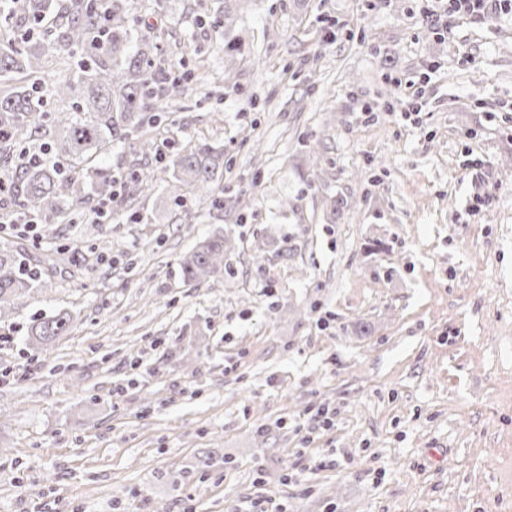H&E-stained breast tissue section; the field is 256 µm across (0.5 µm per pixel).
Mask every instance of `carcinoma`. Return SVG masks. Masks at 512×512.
Segmentation results:
<instances>
[{
  "label": "carcinoma",
  "instance_id": "cac0c4a2",
  "mask_svg": "<svg viewBox=\"0 0 512 512\" xmlns=\"http://www.w3.org/2000/svg\"><path fill=\"white\" fill-rule=\"evenodd\" d=\"M0 0V28H12L0 43V193L42 224H60L96 197L112 201L117 178L96 163L112 142L136 140L149 157L154 143L145 127L162 117V101L182 95L186 80L162 66L157 42L128 24L129 0ZM74 60L67 78L50 80L48 57ZM176 195L210 198L224 174V149L201 142L179 152L159 170ZM232 243L222 231L197 242L180 261L187 284L230 272ZM49 276L29 267L19 254L0 249V313L6 303ZM74 322L67 310L32 320L25 343L37 349L68 335Z\"/></svg>",
  "mask_w": 512,
  "mask_h": 512
}]
</instances>
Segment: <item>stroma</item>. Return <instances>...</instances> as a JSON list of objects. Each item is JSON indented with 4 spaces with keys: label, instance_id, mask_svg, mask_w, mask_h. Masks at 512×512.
Here are the masks:
<instances>
[{
    "label": "stroma",
    "instance_id": "35a3bbf8",
    "mask_svg": "<svg viewBox=\"0 0 512 512\" xmlns=\"http://www.w3.org/2000/svg\"><path fill=\"white\" fill-rule=\"evenodd\" d=\"M131 4L194 76L154 138L222 144L225 195L254 193L179 206L161 182L102 224L94 199L49 232L0 223V246L56 260L0 320V512H512V21L247 0L219 27L215 0ZM218 227L233 276L184 284ZM58 309L69 335L28 349ZM320 406L331 425H307ZM74 322L73 315L67 310H57L40 315L32 320L24 336L25 343L37 349L67 336Z\"/></svg>",
    "mask_w": 512,
    "mask_h": 512
}]
</instances>
